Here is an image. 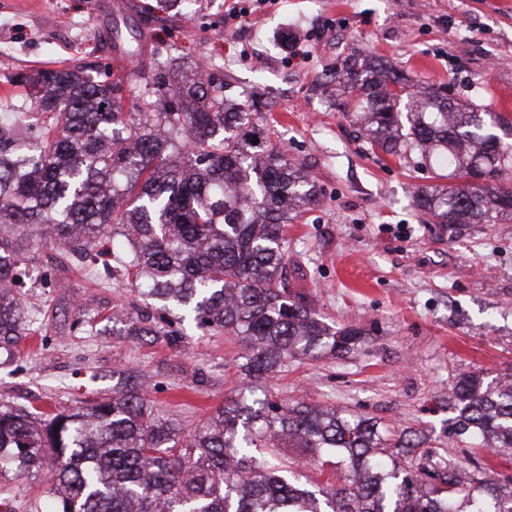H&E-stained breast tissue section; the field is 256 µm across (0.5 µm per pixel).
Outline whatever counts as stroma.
<instances>
[{"label": "stroma", "mask_w": 512, "mask_h": 512, "mask_svg": "<svg viewBox=\"0 0 512 512\" xmlns=\"http://www.w3.org/2000/svg\"><path fill=\"white\" fill-rule=\"evenodd\" d=\"M104 0H0V118L21 141L36 137V103L12 83L20 72L78 64L114 72ZM120 28L144 33L136 65L179 70L211 64L232 102H257L254 131L310 172L318 201L288 226L287 277L327 322L358 324L364 344L343 359H310L276 380L285 397L329 403L375 418L393 434H426L462 465L490 467L508 485L512 463L486 448L458 446L449 372L493 378L512 372V216L457 234L414 204L435 184L418 158L371 150L339 108L336 73L346 57L374 56L411 84L447 86L512 130V0H193L190 9L130 0ZM27 258L17 290L35 331L0 350V409L70 410L111 396L125 371L148 398L192 426L245 385L221 333L183 325L174 343L125 329L146 305L122 279L64 258L39 226L18 232ZM50 478L36 468L0 478L13 512Z\"/></svg>", "instance_id": "obj_1"}]
</instances>
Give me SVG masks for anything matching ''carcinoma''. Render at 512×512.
<instances>
[{
    "label": "carcinoma",
    "mask_w": 512,
    "mask_h": 512,
    "mask_svg": "<svg viewBox=\"0 0 512 512\" xmlns=\"http://www.w3.org/2000/svg\"><path fill=\"white\" fill-rule=\"evenodd\" d=\"M49 112L32 165L13 160L0 133V346L33 333L13 288L26 257L17 227L36 224L68 248L113 271L159 305L132 322L131 336L172 339L193 322L244 347L235 359L246 392L185 431L136 380L118 395L61 413L0 410V477H23L53 458L56 471L30 512H512V491L487 468L466 469L424 442L393 443L362 415L322 403L276 398L271 381L298 362L344 358L361 346L356 325L334 327L288 291L285 226L317 202L303 167L276 145L243 132L251 113L224 109L210 77L171 85L158 68L99 80L78 67L14 75ZM144 86L136 111L125 84ZM349 111L371 149L448 171L452 182L421 188L416 206L440 224L512 214V144L495 112L405 78L376 58L348 66ZM489 178L479 183L475 172ZM112 236V252L101 249ZM449 382L457 414L450 434L512 455V373ZM298 451L320 481L253 454Z\"/></svg>",
    "instance_id": "obj_1"
}]
</instances>
